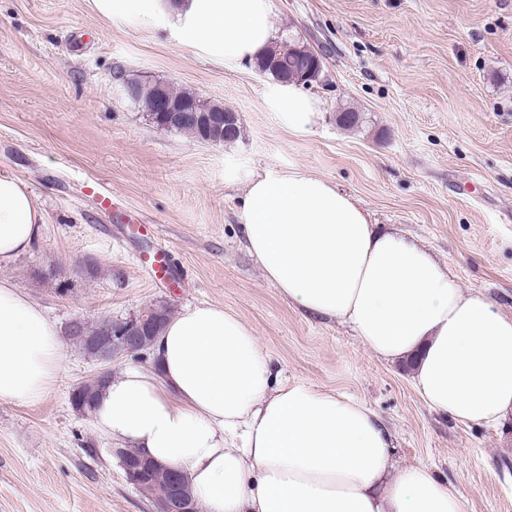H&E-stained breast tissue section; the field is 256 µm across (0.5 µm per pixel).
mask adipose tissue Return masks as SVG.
<instances>
[{
	"label": "adipose tissue",
	"mask_w": 512,
	"mask_h": 512,
	"mask_svg": "<svg viewBox=\"0 0 512 512\" xmlns=\"http://www.w3.org/2000/svg\"><path fill=\"white\" fill-rule=\"evenodd\" d=\"M105 20L161 29L239 67L274 42L271 0H92ZM282 123L321 112L302 87L273 83ZM248 252L288 303L352 327L377 356L413 364L426 406L460 423L512 415V318L464 291L419 244L305 169L257 174L239 212ZM45 212L27 181L0 171V267L37 242ZM154 367L109 377L98 431L183 471L203 512H464L457 488L424 465L396 466L389 432L360 401L285 381L254 331L223 307L170 318ZM64 346L41 307L0 278V402L34 405L58 382Z\"/></svg>",
	"instance_id": "obj_1"
}]
</instances>
